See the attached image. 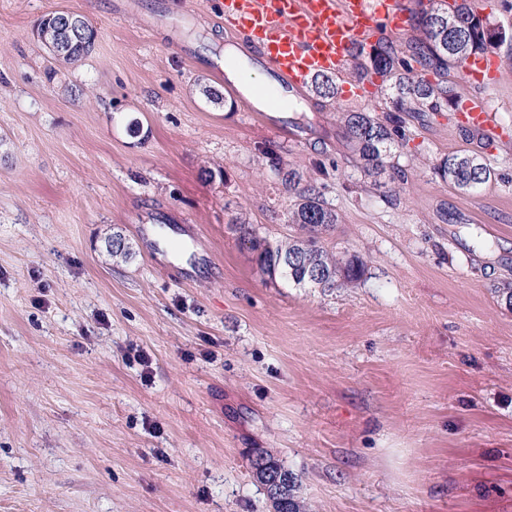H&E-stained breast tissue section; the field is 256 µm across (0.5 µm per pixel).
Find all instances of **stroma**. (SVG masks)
<instances>
[{
  "mask_svg": "<svg viewBox=\"0 0 512 512\" xmlns=\"http://www.w3.org/2000/svg\"><path fill=\"white\" fill-rule=\"evenodd\" d=\"M115 2L0 0V512H274L265 453L303 512H512V9L486 8L497 81L457 82L502 138L403 113L394 181L339 128L390 106L358 61L265 122L208 64L233 43L212 0H170L188 36ZM62 11L98 32L75 64L37 36ZM477 150L488 184L436 174ZM288 169L338 216L323 247L365 261L354 284H289L241 244L242 219L297 235Z\"/></svg>",
  "mask_w": 512,
  "mask_h": 512,
  "instance_id": "35a3bbf8",
  "label": "stroma"
}]
</instances>
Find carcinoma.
I'll return each instance as SVG.
<instances>
[{
  "label": "carcinoma",
  "mask_w": 512,
  "mask_h": 512,
  "mask_svg": "<svg viewBox=\"0 0 512 512\" xmlns=\"http://www.w3.org/2000/svg\"><path fill=\"white\" fill-rule=\"evenodd\" d=\"M417 8L410 13V26L417 35L403 48L391 40L373 46L370 62L360 65L361 73H374L388 82L392 108L380 120L369 112H342V129L346 140L363 161L364 171L378 174L384 170V159L391 153L395 137L401 132V112H436L443 106L456 104V93L448 83L453 70H461L472 55L486 50L487 41L481 28L490 24L489 18L474 15L469 0H454L448 5L438 0H416ZM80 37L72 39L69 54L55 55L67 63L81 61L93 49L97 31L80 18ZM433 70L438 75L432 84L414 78V66ZM311 92L321 98L335 94L329 77H317ZM436 173L462 191H474L492 180L493 168L478 153L454 154L443 158ZM288 190L295 192L297 200L288 212V223L296 225L301 236L271 243L258 238L253 225L241 221L237 224L240 239L258 251L261 268L270 276L280 275L295 285L306 284L308 269L327 274L323 287L334 288L336 282L347 285L361 278L365 263L353 255L339 258L319 245V234L336 223V215L320 199L316 186H300L299 175L290 170L284 174ZM257 476L268 470L279 476L285 493L272 498L275 512H300L294 499L295 477L284 470L275 459L260 455L252 461Z\"/></svg>",
  "instance_id": "cac0c4a2"
}]
</instances>
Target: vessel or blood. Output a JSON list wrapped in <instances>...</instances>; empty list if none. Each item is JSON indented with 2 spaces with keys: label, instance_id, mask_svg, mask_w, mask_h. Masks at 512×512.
Masks as SVG:
<instances>
[{
  "label": "vessel or blood",
  "instance_id": "vessel-or-blood-1",
  "mask_svg": "<svg viewBox=\"0 0 512 512\" xmlns=\"http://www.w3.org/2000/svg\"><path fill=\"white\" fill-rule=\"evenodd\" d=\"M219 9L235 39L257 53L273 79L242 97L249 112H270L301 96L315 75L340 74L381 26L402 27L394 0H221ZM459 119L482 135L497 130L481 99L464 101Z\"/></svg>",
  "mask_w": 512,
  "mask_h": 512
}]
</instances>
